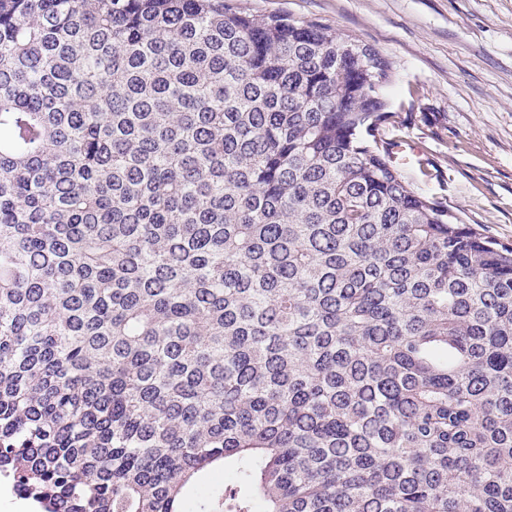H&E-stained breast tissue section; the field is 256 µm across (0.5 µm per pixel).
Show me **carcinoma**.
I'll use <instances>...</instances> for the list:
<instances>
[{
	"instance_id": "1",
	"label": "carcinoma",
	"mask_w": 512,
	"mask_h": 512,
	"mask_svg": "<svg viewBox=\"0 0 512 512\" xmlns=\"http://www.w3.org/2000/svg\"><path fill=\"white\" fill-rule=\"evenodd\" d=\"M356 43L0 0V477L41 512H512V247L401 173Z\"/></svg>"
}]
</instances>
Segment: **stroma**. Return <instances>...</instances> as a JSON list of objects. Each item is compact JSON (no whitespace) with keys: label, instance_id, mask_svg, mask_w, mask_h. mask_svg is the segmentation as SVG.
Here are the masks:
<instances>
[{"label":"stroma","instance_id":"35a3bbf8","mask_svg":"<svg viewBox=\"0 0 512 512\" xmlns=\"http://www.w3.org/2000/svg\"><path fill=\"white\" fill-rule=\"evenodd\" d=\"M318 22L394 67L384 97L407 118L415 189L512 245V0H233Z\"/></svg>","mask_w":512,"mask_h":512}]
</instances>
